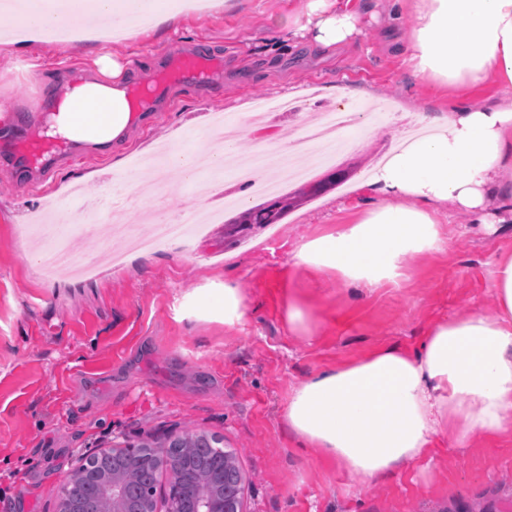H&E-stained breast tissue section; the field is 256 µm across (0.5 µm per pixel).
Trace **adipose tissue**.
<instances>
[{"label":"adipose tissue","mask_w":512,"mask_h":512,"mask_svg":"<svg viewBox=\"0 0 512 512\" xmlns=\"http://www.w3.org/2000/svg\"><path fill=\"white\" fill-rule=\"evenodd\" d=\"M116 9V0H36L13 18L34 33L108 28ZM394 15L412 21L401 54L414 77L444 89L492 82L500 96L423 115L429 135L392 151L360 184L371 208L293 251V267L333 271L359 289L397 281L410 259L446 251L440 209L464 211L491 234L512 223V0H396ZM361 33L359 15L341 0H307L303 12L272 22L264 50L296 36L333 49ZM126 89L122 64L100 57L96 72L56 104L51 134L90 144L122 139L132 122ZM491 287L494 313L450 316L416 349L385 347L311 374L288 398L289 431L369 482L430 456L441 437L467 448L512 431V253L495 260Z\"/></svg>","instance_id":"obj_1"}]
</instances>
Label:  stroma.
Here are the masks:
<instances>
[{
	"instance_id": "obj_1",
	"label": "stroma",
	"mask_w": 512,
	"mask_h": 512,
	"mask_svg": "<svg viewBox=\"0 0 512 512\" xmlns=\"http://www.w3.org/2000/svg\"><path fill=\"white\" fill-rule=\"evenodd\" d=\"M304 0H231L205 14L183 13L177 31L146 32L81 50L37 45L31 72L24 37L0 40V100L14 117L50 112L70 72L88 73L92 59L130 61L128 83L146 80L165 51L181 45L222 55L224 69L203 90L176 91L169 108L130 127L106 155L82 153L49 179L0 165V512H58L59 484L87 456L147 437L221 436L244 476L246 512H512V434L487 436L459 449L441 440L435 456L366 482L299 444L284 420L288 397L310 374L362 358L380 347H418L426 330L449 316L493 312L494 258L512 252V231L469 230L459 213L444 230L448 249L409 260L398 282L368 290L345 286L332 272L292 269L301 242L335 231L371 206L355 190L395 145L386 123L372 125L358 150H343L337 167L349 179L288 211L273 253L240 250L263 241L246 224L209 225L206 239L156 254L130 255L113 270L109 254L121 237L96 228L75 245L100 275L47 279L28 258L22 231L73 187L98 185L132 156L191 138L204 141L210 117L249 111L263 97L301 100L303 110L348 102L387 106L403 120L439 116L498 95L497 86L441 93L413 77L394 51L411 34L409 17L389 32V0H348L364 19L355 40L324 50L295 38L275 55L260 52L271 17L298 11ZM239 283L247 314L235 329L212 309L225 279ZM313 318L312 334L292 331L291 303Z\"/></svg>"
}]
</instances>
